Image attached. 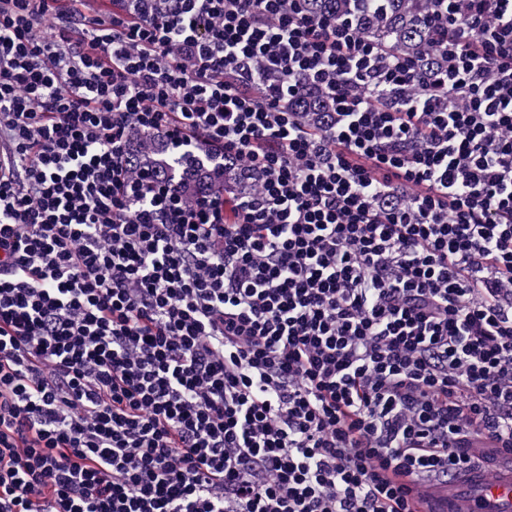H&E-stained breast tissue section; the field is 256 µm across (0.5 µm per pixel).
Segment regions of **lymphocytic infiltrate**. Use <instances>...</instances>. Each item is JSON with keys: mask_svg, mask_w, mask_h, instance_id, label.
<instances>
[{"mask_svg": "<svg viewBox=\"0 0 512 512\" xmlns=\"http://www.w3.org/2000/svg\"><path fill=\"white\" fill-rule=\"evenodd\" d=\"M83 2L0 0V512H418L512 452V0H432L435 74L307 0ZM297 112H308L305 119L311 125L320 124V115L317 112H332L328 98L318 91H314L309 99L308 105L301 107L293 105ZM134 159L133 166L141 172L160 169L174 179L183 188L188 198L192 199L201 187L220 186V166H216L197 153V150L188 151L179 164L173 163L172 150L158 138L141 136L132 146ZM222 186L225 182H236L245 192H252L257 181L247 179L246 175L238 170L222 167ZM224 177V182H223Z\"/></svg>", "mask_w": 512, "mask_h": 512, "instance_id": "1", "label": "lymphocytic infiltrate"}]
</instances>
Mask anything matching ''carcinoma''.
<instances>
[{
	"label": "carcinoma",
	"instance_id": "1",
	"mask_svg": "<svg viewBox=\"0 0 512 512\" xmlns=\"http://www.w3.org/2000/svg\"><path fill=\"white\" fill-rule=\"evenodd\" d=\"M314 10H330L338 17L361 19L370 36L391 43L395 50L424 60V63L441 70L445 56L429 50L425 20L429 0H309ZM295 110L306 113V121L318 124L320 113L332 111L328 98L322 93H312L309 103ZM133 166L142 172L158 169L174 179L188 198H193L202 187H215L224 181L235 182L246 193L254 190L255 179H248L238 170L220 168L206 157L192 150L175 164L171 148L152 136H141L133 144Z\"/></svg>",
	"mask_w": 512,
	"mask_h": 512
}]
</instances>
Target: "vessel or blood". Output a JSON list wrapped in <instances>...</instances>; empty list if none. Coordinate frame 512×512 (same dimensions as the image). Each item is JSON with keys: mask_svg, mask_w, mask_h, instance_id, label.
I'll use <instances>...</instances> for the list:
<instances>
[{"mask_svg": "<svg viewBox=\"0 0 512 512\" xmlns=\"http://www.w3.org/2000/svg\"><path fill=\"white\" fill-rule=\"evenodd\" d=\"M425 512H512V454L501 453L494 478L473 470L426 486Z\"/></svg>", "mask_w": 512, "mask_h": 512, "instance_id": "vessel-or-blood-1", "label": "vessel or blood"}]
</instances>
